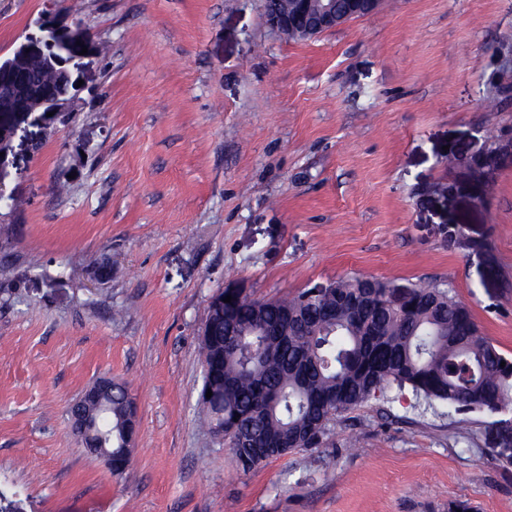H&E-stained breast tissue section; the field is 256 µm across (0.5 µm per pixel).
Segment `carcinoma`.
<instances>
[{
    "instance_id": "obj_1",
    "label": "carcinoma",
    "mask_w": 512,
    "mask_h": 512,
    "mask_svg": "<svg viewBox=\"0 0 512 512\" xmlns=\"http://www.w3.org/2000/svg\"><path fill=\"white\" fill-rule=\"evenodd\" d=\"M223 299V314H206L211 336L200 340L197 406L209 432L224 431L244 474L296 450L327 447L338 416L394 388L410 387L430 407L512 409V357L479 333L447 288L415 285L399 296L391 282L354 278L319 295ZM102 401L94 436L81 444L89 454L101 436L120 476L128 467L127 387L112 384Z\"/></svg>"
}]
</instances>
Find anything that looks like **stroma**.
<instances>
[{
	"label": "stroma",
	"instance_id": "35a3bbf8",
	"mask_svg": "<svg viewBox=\"0 0 512 512\" xmlns=\"http://www.w3.org/2000/svg\"><path fill=\"white\" fill-rule=\"evenodd\" d=\"M48 18L106 51L0 178L20 203L0 259L26 277L0 283V493L19 512H512L498 417L407 389L245 475L196 405L231 281L448 288L512 357V0H383L305 40L265 0H0V58ZM105 259L111 279L64 273ZM102 377L137 414L119 476L70 427Z\"/></svg>",
	"mask_w": 512,
	"mask_h": 512
}]
</instances>
